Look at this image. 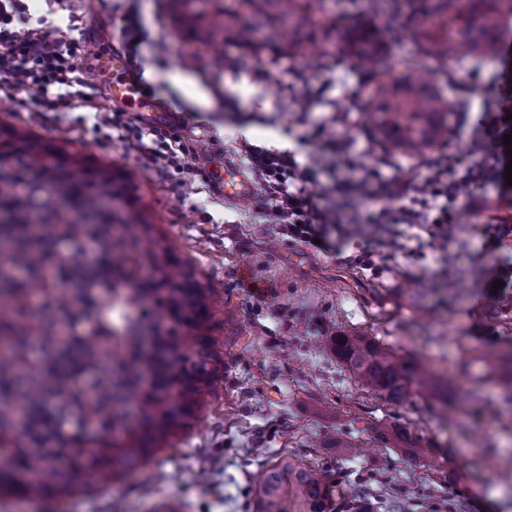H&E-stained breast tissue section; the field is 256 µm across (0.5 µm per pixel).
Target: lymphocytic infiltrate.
I'll use <instances>...</instances> for the list:
<instances>
[{
	"label": "lymphocytic infiltrate",
	"instance_id": "obj_1",
	"mask_svg": "<svg viewBox=\"0 0 512 512\" xmlns=\"http://www.w3.org/2000/svg\"><path fill=\"white\" fill-rule=\"evenodd\" d=\"M80 54L78 42L65 40L59 28L32 13L28 0H0L1 90L23 89L47 112L67 106L75 98L90 101L94 94L77 64ZM496 62L499 81L495 97L471 127L466 158L438 152L428 159L424 173L403 166L387 151L381 160L395 168L392 179H382L374 171L358 173L351 144L336 136L346 113H333L320 124L317 135L331 144L335 156L329 188L346 198L356 195L372 201L366 213L374 226L371 238L356 241L348 218L318 205L311 187L322 164L314 157L300 162L293 150L242 144L249 169L264 189L263 196L252 202V209L267 223L277 225L289 242L320 252L353 245L355 253L348 256V263L376 274L401 272V259L445 249L454 232L453 208L460 200H468L480 214L484 208L476 194L479 184L492 179L501 184L503 193L512 192L506 183L512 144L503 142L505 135H512L511 40L498 42ZM111 126L124 137L144 142L146 158L160 164L162 171H176L186 180L206 179L205 168L193 160V148L182 143L174 126L144 128L124 111L113 112ZM384 196L396 199V206L380 205Z\"/></svg>",
	"mask_w": 512,
	"mask_h": 512
}]
</instances>
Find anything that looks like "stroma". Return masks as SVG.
Wrapping results in <instances>:
<instances>
[{
    "mask_svg": "<svg viewBox=\"0 0 512 512\" xmlns=\"http://www.w3.org/2000/svg\"><path fill=\"white\" fill-rule=\"evenodd\" d=\"M65 38L128 50L145 78L144 91L177 112L182 141L205 160L214 181L238 167L242 129L251 143L276 148L280 137L301 155L331 152L300 145L301 136L333 112L347 113L338 133L351 141L361 168L379 167L378 149L365 139L362 102L369 72L335 63H309L285 55L252 58L246 69H215L213 47L177 25L169 0H32ZM78 19L68 27V15ZM450 102L445 149L465 154L455 129L459 112H479L493 89L496 64L447 74L420 62ZM95 84L92 104L72 101L35 117L24 91H0V128L29 135L37 149L64 148L92 166L120 170L148 219L213 290V334L224 370L190 427L151 462L109 487L84 481L75 494L50 501L0 498V512H157L176 501L180 512H252L262 473L285 457L322 471L339 505L370 512H512V407L501 400L497 378L475 384L482 360L512 352V304L484 296L486 269L512 255V242L479 258L465 252L476 240L479 217L456 209V235L448 243L453 267L438 277L427 260L409 263L410 277L351 267L332 252H318L260 223L246 201L196 188L153 168L136 142L103 138L93 128L118 106L105 79L84 67ZM203 90L200 108L194 89ZM364 334L402 356L425 359L450 380L449 409L417 396L396 405L360 388L328 347L336 333ZM405 426L420 446L438 445L423 460L386 447L375 427ZM342 432L354 448L324 447Z\"/></svg>",
    "mask_w": 512,
    "mask_h": 512,
    "instance_id": "1",
    "label": "stroma"
}]
</instances>
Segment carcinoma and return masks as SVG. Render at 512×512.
<instances>
[{"label": "carcinoma", "instance_id": "carcinoma-1", "mask_svg": "<svg viewBox=\"0 0 512 512\" xmlns=\"http://www.w3.org/2000/svg\"><path fill=\"white\" fill-rule=\"evenodd\" d=\"M432 22L409 32L418 52L448 69L461 54L495 55L505 0H429ZM179 27L250 56H288L376 73L371 128L392 150L421 153L448 135V101L413 78L411 59L390 74L384 51L397 28L315 21L324 0H174ZM368 15L401 0H363ZM55 163L14 136L0 152V497H62L71 475L109 484L163 450L195 419L224 359L212 336L211 292L158 235L138 205L104 203L124 175L61 153ZM51 167V181H43ZM330 346L360 386L390 403L414 394L448 402L449 388L417 358L340 333ZM377 435L423 457L399 424ZM253 512H336L334 485L292 461L268 469Z\"/></svg>", "mask_w": 512, "mask_h": 512}]
</instances>
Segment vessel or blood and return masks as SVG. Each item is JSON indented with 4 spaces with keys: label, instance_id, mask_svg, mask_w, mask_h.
<instances>
[{
    "label": "vessel or blood",
    "instance_id": "vessel-or-blood-1",
    "mask_svg": "<svg viewBox=\"0 0 512 512\" xmlns=\"http://www.w3.org/2000/svg\"><path fill=\"white\" fill-rule=\"evenodd\" d=\"M87 51L94 59L103 74L109 75L112 82L109 86L112 97L118 98L139 112L151 123H175L174 113L159 109L152 100L143 95L141 85L132 72V65L127 54L107 49L96 43H88ZM255 186L239 170L228 169L224 172V194L235 199L250 197Z\"/></svg>",
    "mask_w": 512,
    "mask_h": 512
}]
</instances>
